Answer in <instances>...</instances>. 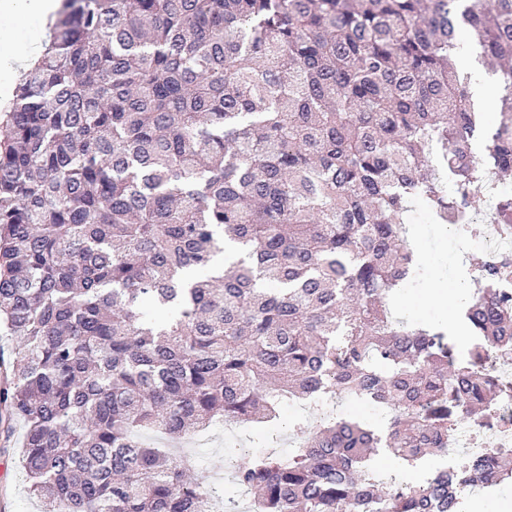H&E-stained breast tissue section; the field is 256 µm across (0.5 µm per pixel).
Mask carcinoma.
Wrapping results in <instances>:
<instances>
[{
  "label": "carcinoma",
  "instance_id": "obj_1",
  "mask_svg": "<svg viewBox=\"0 0 512 512\" xmlns=\"http://www.w3.org/2000/svg\"><path fill=\"white\" fill-rule=\"evenodd\" d=\"M498 75L489 128L452 58ZM489 134L487 155L475 152ZM512 175V0H62L0 122V326L18 339L0 424H25L41 512H211L178 438L280 404L375 400L387 434L326 415L234 469L249 512H468L512 448L418 484L512 385V256L470 262V346L394 316L420 269L413 202L480 211ZM493 223L512 235V194Z\"/></svg>",
  "mask_w": 512,
  "mask_h": 512
}]
</instances>
